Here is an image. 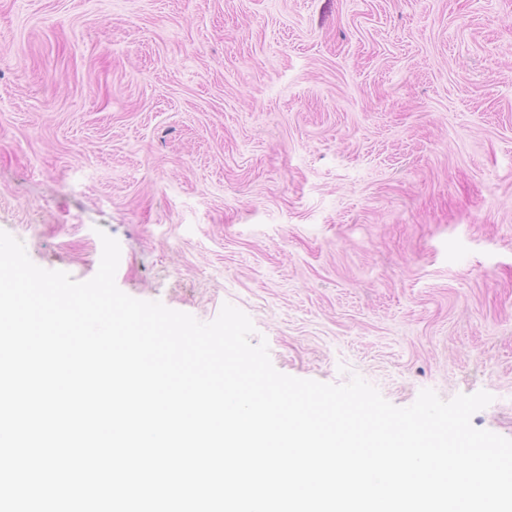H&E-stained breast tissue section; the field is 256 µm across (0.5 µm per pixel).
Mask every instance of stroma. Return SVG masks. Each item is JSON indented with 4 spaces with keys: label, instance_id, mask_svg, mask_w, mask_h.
I'll return each mask as SVG.
<instances>
[{
    "label": "stroma",
    "instance_id": "1",
    "mask_svg": "<svg viewBox=\"0 0 512 512\" xmlns=\"http://www.w3.org/2000/svg\"><path fill=\"white\" fill-rule=\"evenodd\" d=\"M0 230L512 439V0H0Z\"/></svg>",
    "mask_w": 512,
    "mask_h": 512
}]
</instances>
